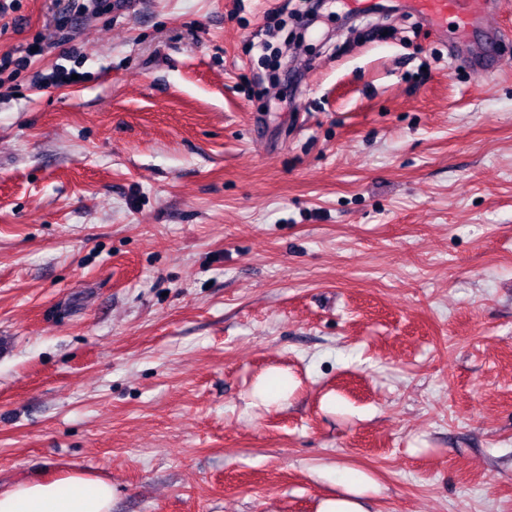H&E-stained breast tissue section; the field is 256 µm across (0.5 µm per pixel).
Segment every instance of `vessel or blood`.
<instances>
[{
    "label": "vessel or blood",
    "instance_id": "vessel-or-blood-1",
    "mask_svg": "<svg viewBox=\"0 0 512 512\" xmlns=\"http://www.w3.org/2000/svg\"><path fill=\"white\" fill-rule=\"evenodd\" d=\"M413 12L432 29L454 27L458 46H470L500 0H409Z\"/></svg>",
    "mask_w": 512,
    "mask_h": 512
}]
</instances>
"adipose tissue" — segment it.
I'll return each instance as SVG.
<instances>
[{"instance_id": "1", "label": "adipose tissue", "mask_w": 512, "mask_h": 512, "mask_svg": "<svg viewBox=\"0 0 512 512\" xmlns=\"http://www.w3.org/2000/svg\"><path fill=\"white\" fill-rule=\"evenodd\" d=\"M0 512H112V486L84 474L22 483L0 493Z\"/></svg>"}]
</instances>
